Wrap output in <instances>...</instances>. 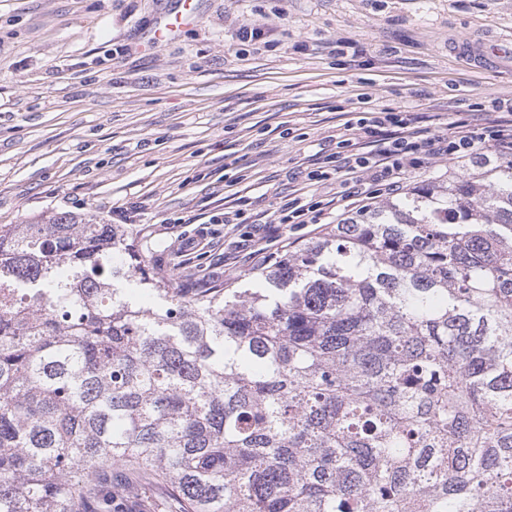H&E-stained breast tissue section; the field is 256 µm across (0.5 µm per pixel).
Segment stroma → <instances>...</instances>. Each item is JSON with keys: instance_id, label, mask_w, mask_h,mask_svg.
<instances>
[{"instance_id": "obj_1", "label": "stroma", "mask_w": 512, "mask_h": 512, "mask_svg": "<svg viewBox=\"0 0 512 512\" xmlns=\"http://www.w3.org/2000/svg\"><path fill=\"white\" fill-rule=\"evenodd\" d=\"M199 2L157 42L173 0H0V224H142L178 287H240L315 227L225 211L272 215L351 111L444 134L512 106L511 63L453 49L512 35V0ZM244 25L268 46L241 42Z\"/></svg>"}]
</instances>
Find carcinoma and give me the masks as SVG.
<instances>
[{"label": "carcinoma", "instance_id": "carcinoma-1", "mask_svg": "<svg viewBox=\"0 0 512 512\" xmlns=\"http://www.w3.org/2000/svg\"><path fill=\"white\" fill-rule=\"evenodd\" d=\"M141 224L0 225V512H512V160L185 292ZM122 468L112 484V468Z\"/></svg>", "mask_w": 512, "mask_h": 512}]
</instances>
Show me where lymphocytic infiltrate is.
<instances>
[{
  "instance_id": "f902f5d3",
  "label": "lymphocytic infiltrate",
  "mask_w": 512,
  "mask_h": 512,
  "mask_svg": "<svg viewBox=\"0 0 512 512\" xmlns=\"http://www.w3.org/2000/svg\"><path fill=\"white\" fill-rule=\"evenodd\" d=\"M386 136H379V129ZM512 155V118L499 116L480 127L456 124L452 135L423 134L410 115L386 110L355 111L344 124L335 153L311 169L306 178L322 186L336 181L330 197L299 193L275 212L278 224H316L323 215L363 208L366 202L399 194L409 177L430 160L451 163L473 155L479 147Z\"/></svg>"
}]
</instances>
